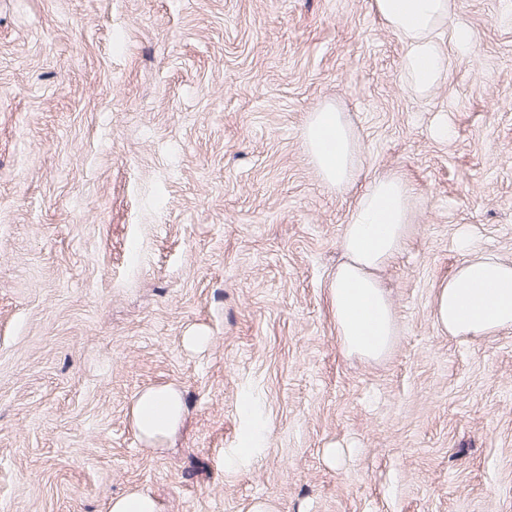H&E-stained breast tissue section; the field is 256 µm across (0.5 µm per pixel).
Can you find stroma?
<instances>
[{
    "label": "stroma",
    "mask_w": 512,
    "mask_h": 512,
    "mask_svg": "<svg viewBox=\"0 0 512 512\" xmlns=\"http://www.w3.org/2000/svg\"><path fill=\"white\" fill-rule=\"evenodd\" d=\"M454 21L476 44L441 27L421 96L372 0H0V512H512V328L431 311L469 251L512 260V0ZM326 106L360 148L341 192L303 147ZM390 174L413 232L367 360L328 284ZM160 386L186 414L150 447ZM184 404L172 387L148 388L140 392L131 407V420L138 437L153 444L169 435L182 419ZM109 512H160L158 500L146 492H133L112 499Z\"/></svg>",
    "instance_id": "1"
}]
</instances>
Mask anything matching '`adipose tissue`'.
Returning <instances> with one entry per match:
<instances>
[{
  "label": "adipose tissue",
  "mask_w": 512,
  "mask_h": 512,
  "mask_svg": "<svg viewBox=\"0 0 512 512\" xmlns=\"http://www.w3.org/2000/svg\"><path fill=\"white\" fill-rule=\"evenodd\" d=\"M372 7L403 42L402 72L411 89L426 95L445 83L448 62L437 32L450 19L451 0H372ZM304 139L324 182L340 187L356 177L355 141L334 108L309 114ZM411 200L401 176L372 178L341 228L346 260L328 288L336 335L346 353L376 359L392 344L396 321L379 275L407 242ZM432 314L443 331L469 339L512 327V262L486 255L466 259L436 285ZM183 414L179 391L168 386L140 392L131 407L133 427L149 444L175 430Z\"/></svg>",
  "instance_id": "adipose-tissue-1"
}]
</instances>
